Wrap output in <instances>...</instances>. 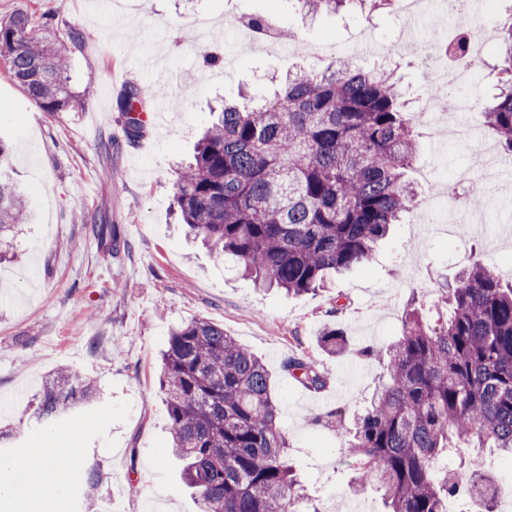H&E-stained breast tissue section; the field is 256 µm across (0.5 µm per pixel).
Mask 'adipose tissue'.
<instances>
[{
    "label": "adipose tissue",
    "instance_id": "1",
    "mask_svg": "<svg viewBox=\"0 0 512 512\" xmlns=\"http://www.w3.org/2000/svg\"><path fill=\"white\" fill-rule=\"evenodd\" d=\"M69 454V449L53 444L43 448L37 459L25 465L31 475L30 491L23 492L0 485V498L15 499L20 505V512H53L54 501L44 496L42 490L58 486L57 463Z\"/></svg>",
    "mask_w": 512,
    "mask_h": 512
}]
</instances>
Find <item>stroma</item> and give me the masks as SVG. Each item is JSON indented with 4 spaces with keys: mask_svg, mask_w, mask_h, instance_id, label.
I'll return each mask as SVG.
<instances>
[{
    "mask_svg": "<svg viewBox=\"0 0 512 512\" xmlns=\"http://www.w3.org/2000/svg\"><path fill=\"white\" fill-rule=\"evenodd\" d=\"M51 13L58 31L79 29L64 43L76 109L46 112L0 67V136L14 147L13 176L31 223L15 227L0 260V434L7 458H32L47 437L100 462L104 475L95 512H194L191 492L170 455L166 402L159 389L160 352L171 327L205 318L260 357L288 429L289 456L312 497L336 512H380L370 491L352 489L355 462L346 439L324 418L361 409L382 364L361 349L385 350L402 332L409 299L433 309L440 286L481 260L512 280V190L486 168L502 152L487 127L438 140L414 130L413 178L425 208L407 214L380 242L374 261L329 279L326 288L293 296L256 290L190 242L171 211L178 166L190 159L212 110L240 92L270 93L299 67L320 70L332 53L371 67L372 47L455 25L442 0L408 18L396 6L359 15L304 17L295 0H0V21ZM262 13L296 28L301 44L245 45L228 18ZM487 27L488 50L472 80L447 90L451 99H484L498 83L499 28L512 23V0H473ZM211 28L212 47L231 53L223 70H205L181 53L183 33ZM370 51L358 49V42ZM388 69L404 100L416 106L434 82L420 58L404 54ZM166 85L167 112L128 135L117 108L127 87L140 90L139 112H153V89ZM469 172L483 188L479 208L448 205V186ZM111 225L118 252L96 236ZM348 351L331 357L317 346L334 301ZM307 357L328 386L305 389L283 369ZM91 377L98 398L59 421L38 425L35 399L60 367Z\"/></svg>",
    "mask_w": 512,
    "mask_h": 512,
    "instance_id": "1",
    "label": "stroma"
}]
</instances>
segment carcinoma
Returning <instances> with one entry per match:
<instances>
[{"mask_svg":"<svg viewBox=\"0 0 512 512\" xmlns=\"http://www.w3.org/2000/svg\"><path fill=\"white\" fill-rule=\"evenodd\" d=\"M308 13L373 8L392 0H295ZM24 14L0 22V60L9 77L45 112L78 105L67 85L63 41H80ZM500 93L477 112L500 150L512 155V25L503 35ZM134 87L118 103L138 132ZM416 157L413 122L385 71L364 72L338 58L322 73L298 70L284 89L220 108L177 174L174 205L188 233L213 258L259 288L304 295L336 271L371 262L376 243L419 206L408 178ZM11 146L0 140V234L26 221L9 175ZM444 309L429 326L418 308L386 349L370 404L353 421L332 412L356 459L355 488L376 487L387 512H448L461 480L496 512L501 488L487 474L483 449L512 458V283L476 261L443 285ZM320 349L342 355L348 339L327 322ZM283 368L305 387L327 381L306 357ZM159 388L170 422L172 456L199 512H302L305 494L289 463L288 434L270 376L255 354L207 320L172 327ZM97 395L87 375L63 367L34 410L41 425ZM473 454L450 470L442 460ZM86 496L103 477L89 460Z\"/></svg>","mask_w":512,"mask_h":512,"instance_id":"1","label":"carcinoma"}]
</instances>
